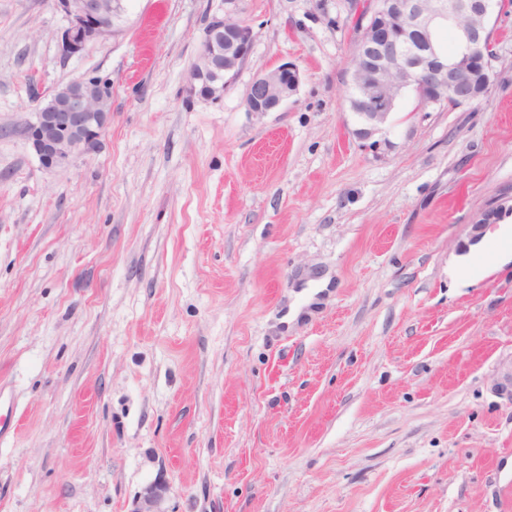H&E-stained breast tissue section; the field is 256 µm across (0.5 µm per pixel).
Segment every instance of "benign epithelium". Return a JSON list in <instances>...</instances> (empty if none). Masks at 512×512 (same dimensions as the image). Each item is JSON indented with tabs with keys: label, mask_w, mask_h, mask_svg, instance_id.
I'll return each mask as SVG.
<instances>
[{
	"label": "benign epithelium",
	"mask_w": 512,
	"mask_h": 512,
	"mask_svg": "<svg viewBox=\"0 0 512 512\" xmlns=\"http://www.w3.org/2000/svg\"><path fill=\"white\" fill-rule=\"evenodd\" d=\"M66 25L57 36L60 57L81 56L91 44L118 33L122 0H53ZM497 0H373L369 21L360 29V58L350 67V109L359 139L379 141L399 98L412 90L423 104L438 103L441 91L454 89L457 105L470 104L489 81V21ZM452 29L457 53L443 62L435 49L437 32ZM414 35L410 41L408 35ZM254 32L232 11L215 17L205 29L198 61L190 76L189 93L214 101L224 97L249 57ZM301 73L283 63L257 76L246 94L250 112H272L299 90ZM112 118V81L81 77L57 87L27 124L25 136L41 164L63 167L75 157L94 152ZM495 389L512 398V358L500 364Z\"/></svg>",
	"instance_id": "1"
}]
</instances>
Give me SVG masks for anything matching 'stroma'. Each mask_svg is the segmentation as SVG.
Here are the masks:
<instances>
[{"label":"stroma","instance_id":"1","mask_svg":"<svg viewBox=\"0 0 512 512\" xmlns=\"http://www.w3.org/2000/svg\"><path fill=\"white\" fill-rule=\"evenodd\" d=\"M353 0H239L223 100L188 94L222 0H126L61 60L52 0H0V512H512V262L472 253L512 196V11L486 100L347 102ZM297 94L251 112L252 80ZM112 81L100 150L24 130ZM300 84L301 73L296 65H278L253 79L247 90L246 107L251 112H272L293 97ZM112 118V81L81 77L57 87L27 124L25 136L45 168L94 152Z\"/></svg>","mask_w":512,"mask_h":512}]
</instances>
